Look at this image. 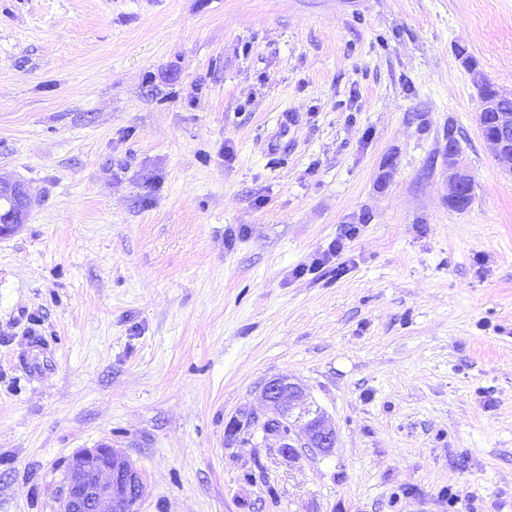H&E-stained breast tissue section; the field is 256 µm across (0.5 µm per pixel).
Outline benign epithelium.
<instances>
[{"label":"benign epithelium","instance_id":"benign-epithelium-1","mask_svg":"<svg viewBox=\"0 0 512 512\" xmlns=\"http://www.w3.org/2000/svg\"><path fill=\"white\" fill-rule=\"evenodd\" d=\"M501 136H484L498 161L512 167V146L507 133L512 129V112L498 113ZM449 198L456 200L472 192L473 177L460 164L448 170ZM18 204L17 220L24 221L33 205L26 186L0 178V195ZM264 397L279 411V422L302 428L304 447L322 455L336 446V429L328 417L311 408L304 388L287 378L276 377L263 385ZM144 490L141 473L124 451L101 445L72 456L68 464L65 492L59 512H136Z\"/></svg>","mask_w":512,"mask_h":512}]
</instances>
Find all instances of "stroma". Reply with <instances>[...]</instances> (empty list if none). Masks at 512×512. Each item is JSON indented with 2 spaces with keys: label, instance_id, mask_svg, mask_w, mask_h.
I'll list each match as a JSON object with an SVG mask.
<instances>
[{
  "label": "stroma",
  "instance_id": "obj_1",
  "mask_svg": "<svg viewBox=\"0 0 512 512\" xmlns=\"http://www.w3.org/2000/svg\"><path fill=\"white\" fill-rule=\"evenodd\" d=\"M481 78L512 91V0H0V177L34 199L0 238V512H57L103 444L138 512H512ZM273 377L332 453L237 428ZM448 185L449 198L455 200L449 202L450 206L458 211L466 210L472 201V196H459L473 192L474 180L462 164H457L448 170ZM262 391L264 397L279 411L280 419L275 422L288 426V433L281 439L275 436L278 451L283 456L290 457L297 453L289 436L292 426L290 419L293 417L294 424L299 425L304 433L306 442L303 448H310L322 455L331 453L336 446V429L324 413L311 408L304 388L299 383L276 377L265 382Z\"/></svg>",
  "mask_w": 512,
  "mask_h": 512
}]
</instances>
